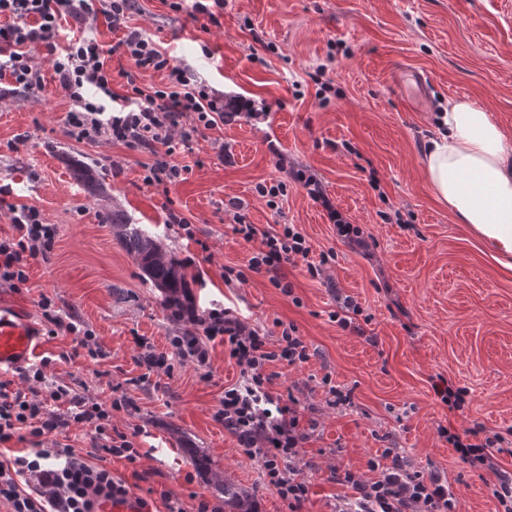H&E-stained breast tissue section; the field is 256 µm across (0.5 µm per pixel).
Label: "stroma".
<instances>
[{"label":"stroma","mask_w":512,"mask_h":512,"mask_svg":"<svg viewBox=\"0 0 512 512\" xmlns=\"http://www.w3.org/2000/svg\"><path fill=\"white\" fill-rule=\"evenodd\" d=\"M130 23L212 88L270 111L204 131L178 157L191 167L186 180L163 189L143 182L149 153L67 134L69 101L51 69L41 89L0 100V234H11L10 209L20 205L37 207L57 228L47 259L30 262L20 289L0 286V301L28 308L39 324V297L50 295L110 351L95 365L72 356V336L40 339L49 378L84 384L85 394L103 400L115 390L133 400L134 409L113 414L112 426L135 434L142 457L134 465L113 459L114 476L151 512H166L159 490H171L189 510L199 496L222 500L226 481L247 489L257 512H288L264 486L257 462L213 418L239 377L222 345L204 371L177 362L170 375L146 379L135 364V337L167 353L178 325L110 224L118 209L194 275L198 310L223 302L275 336L280 323H291L307 344L309 361L276 364L272 385L316 422L300 450L315 466L302 512H336L344 488L331 471L368 477V459L387 448L412 469L441 473L460 512H499L497 473L463 463L440 431L512 429V272L436 199L423 152L452 97L482 106L512 137V0H228L217 26L189 9L173 13L163 0H139ZM256 30L277 47L259 61L251 57ZM320 67L340 92L325 106L314 81ZM399 68L426 76L425 111L404 107L392 82ZM83 166L104 181L105 193L79 177ZM297 170L316 177L361 229L371 258L292 181ZM273 178L288 183L277 208L254 192ZM232 198L244 202L246 223L294 224L306 236L308 261L285 268L293 295L264 275L225 279V268L245 269L257 248L234 233L224 207ZM172 210L190 220V231L168 224ZM319 261L323 274L311 277L307 265ZM331 281L360 302L369 317L365 336L330 321ZM441 377L467 388L462 409L437 398ZM332 386L351 392L352 405H329ZM195 451L208 457V473L194 466Z\"/></svg>","instance_id":"35a3bbf8"}]
</instances>
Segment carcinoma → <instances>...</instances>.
I'll return each mask as SVG.
<instances>
[{
	"mask_svg": "<svg viewBox=\"0 0 512 512\" xmlns=\"http://www.w3.org/2000/svg\"><path fill=\"white\" fill-rule=\"evenodd\" d=\"M111 224L120 229L119 238L128 254L137 259L146 278L163 291L168 301L179 298L188 283L185 275L180 273L178 263L173 260L155 257L159 249L155 238L136 224L128 223L124 214L112 213ZM224 493V505L234 512H253L251 495L244 489L226 483L221 487Z\"/></svg>",
	"mask_w": 512,
	"mask_h": 512,
	"instance_id": "1",
	"label": "carcinoma"
}]
</instances>
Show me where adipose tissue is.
<instances>
[{"label":"adipose tissue","mask_w":512,"mask_h":512,"mask_svg":"<svg viewBox=\"0 0 512 512\" xmlns=\"http://www.w3.org/2000/svg\"><path fill=\"white\" fill-rule=\"evenodd\" d=\"M424 175L437 200L512 271V140L491 114L449 99L426 144Z\"/></svg>","instance_id":"ef3b65f1"}]
</instances>
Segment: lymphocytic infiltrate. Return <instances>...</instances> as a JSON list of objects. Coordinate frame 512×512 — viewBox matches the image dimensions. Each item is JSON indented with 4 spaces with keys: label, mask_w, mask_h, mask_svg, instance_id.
I'll list each match as a JSON object with an SVG mask.
<instances>
[{
    "label": "lymphocytic infiltrate",
    "mask_w": 512,
    "mask_h": 512,
    "mask_svg": "<svg viewBox=\"0 0 512 512\" xmlns=\"http://www.w3.org/2000/svg\"><path fill=\"white\" fill-rule=\"evenodd\" d=\"M137 6L138 0H0V97L42 86L43 74L31 56L35 47H42L70 101L64 120L68 134L80 142L105 139L149 151L152 160L143 166V182L166 187L185 181L189 172L188 166L177 162V155L190 151L203 131L240 113L253 112L254 104L242 98L224 99L198 81L188 66L175 63L165 48L130 25ZM99 15L121 34L112 49L103 48L90 30L62 37L64 24ZM115 53L131 62L130 69L122 73L127 86L123 95L111 88L109 61ZM150 69L163 73L164 81L145 89L138 80L141 72ZM295 179L326 210L341 236L369 251L359 228L342 217L316 178L300 172ZM11 225L12 235L0 237V283L17 289L28 281L30 260L51 252L56 230L34 206L12 208ZM234 230L245 241H259L260 246L249 258L246 271L229 267L226 275L242 281L247 273H265L274 287L291 294L293 284L284 268L307 261L311 252L298 227L272 224L261 228L241 219ZM38 306L51 335H73L77 348L91 362L107 358L92 330L75 315H61L54 297L41 295ZM173 319L190 324V331L171 337L167 353L156 352L146 339H139L136 364L167 375L169 359L174 356L203 369L209 365L212 344H223L240 370L241 381L225 388L213 418L258 463L265 486L287 502L289 512H300L309 481L296 460L309 434L301 425L297 400L273 394V376L267 371L277 362L297 365L309 360L308 347L296 326L283 327L274 340L236 309L220 305L200 313L180 304ZM128 404L122 396L103 401L82 395L70 385L49 379L41 364L18 369L13 379L0 376V447L7 451L0 460V502L7 503L9 512H91L97 498L126 494L125 485L114 479L106 463L115 457L133 463L140 457L127 435L112 432L113 412ZM75 425L88 427L92 434L88 454L56 439ZM23 434L32 438V447L9 450V443ZM48 436L53 443L46 448L42 440ZM448 441L464 463L490 472L496 471L499 457L506 452L505 437L480 426L462 435L449 434ZM367 467L372 474L368 480L348 470L332 471L333 481L352 489L339 512H457L458 504L438 473L410 471L403 457L391 450L369 458Z\"/></svg>",
    "instance_id": "f902f5d3"
}]
</instances>
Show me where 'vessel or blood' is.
<instances>
[{
	"label": "vessel or blood",
	"instance_id": "1",
	"mask_svg": "<svg viewBox=\"0 0 512 512\" xmlns=\"http://www.w3.org/2000/svg\"><path fill=\"white\" fill-rule=\"evenodd\" d=\"M39 334L25 308L0 303V373L29 364L39 351ZM93 512H146L134 492L99 498Z\"/></svg>",
	"mask_w": 512,
	"mask_h": 512
}]
</instances>
